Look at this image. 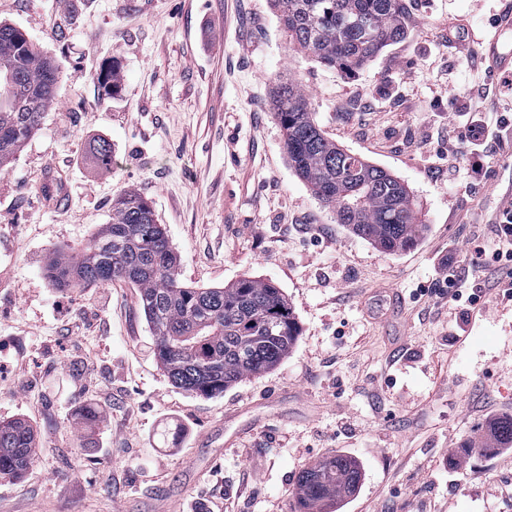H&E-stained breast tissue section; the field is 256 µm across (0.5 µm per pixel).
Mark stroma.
Segmentation results:
<instances>
[{"mask_svg":"<svg viewBox=\"0 0 512 512\" xmlns=\"http://www.w3.org/2000/svg\"><path fill=\"white\" fill-rule=\"evenodd\" d=\"M498 7L403 0L406 37L348 75L293 49L269 0H0V21L60 65L39 130L0 169V422L26 420L38 448L0 478V512H294L299 473L331 455L362 480L329 512H512V455L455 463L512 416V306L471 280L448 314L435 306L449 257L490 233L512 185V151L472 170L465 117L477 97L512 116V86L486 84L476 54ZM111 68L122 84L105 98ZM286 77L328 139L408 186L426 226L412 247L355 235L289 167L272 108ZM127 192L184 283L281 290L300 336L276 367L184 391L136 285L52 283L50 258Z\"/></svg>","mask_w":512,"mask_h":512,"instance_id":"obj_1","label":"stroma"}]
</instances>
